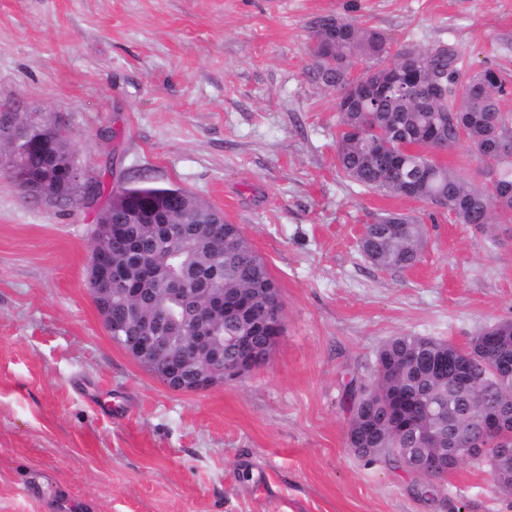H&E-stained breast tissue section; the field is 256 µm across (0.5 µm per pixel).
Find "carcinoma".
<instances>
[{
  "mask_svg": "<svg viewBox=\"0 0 512 512\" xmlns=\"http://www.w3.org/2000/svg\"><path fill=\"white\" fill-rule=\"evenodd\" d=\"M335 21V37L323 27ZM324 62L311 67L313 77L340 97L350 93L352 103L339 112L336 157L340 171L352 182L374 192L433 204L455 216L462 224H494L512 214V154L498 150V140L512 134V118L501 112L505 92L502 80L482 95H448L435 104L418 99L414 89H401L372 100L353 87L351 72L359 62L369 61L366 74L373 82L387 80L388 68L404 66L400 49H391L387 38L375 29L344 19L324 17L314 26ZM428 61L425 76H443L449 84L463 81L469 89L498 75L485 68L464 71L458 58L446 48L424 51ZM465 133L471 154L493 173L489 184L478 187L434 162L433 155L457 146V132ZM57 161L39 148L21 154V171L53 181ZM111 223L121 225L112 238V324L117 336H131L125 309L133 290L152 296L144 310L143 323L152 327L154 317L165 312L194 326L192 304L172 295L171 280L157 273L165 264L182 270L189 283L222 288L240 294L247 309L240 316L224 319L212 330L224 346V358L236 353L237 340L249 336L260 347L267 336L266 324L283 319L253 298L252 288H278L266 265L255 253L240 227L207 229L203 222L213 212L204 199L176 186L146 182L119 187L112 195ZM425 227L400 213H388L367 225L358 241L362 255L382 269L403 270L421 261ZM491 336H475L468 346L430 337L401 335L387 340L376 354L375 380L381 395L351 387L348 393V445L359 455H380V448H422L427 452L444 447L448 416L456 413L454 392L464 377L488 378L502 368L512 370V320L492 324ZM490 401L512 412V382L495 388Z\"/></svg>",
  "mask_w": 512,
  "mask_h": 512,
  "instance_id": "1",
  "label": "carcinoma"
}]
</instances>
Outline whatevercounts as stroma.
I'll return each instance as SVG.
<instances>
[{
    "instance_id": "obj_1",
    "label": "stroma",
    "mask_w": 512,
    "mask_h": 512,
    "mask_svg": "<svg viewBox=\"0 0 512 512\" xmlns=\"http://www.w3.org/2000/svg\"><path fill=\"white\" fill-rule=\"evenodd\" d=\"M326 16L512 83V0H0V111L62 129L105 192L141 179L223 209L284 316L243 378L166 387L86 288L94 209L29 199L0 167V512H512L485 463L429 497L347 444V387L387 339L464 347L512 319V222L341 174L336 95L306 54ZM385 212L424 224L414 267L361 256Z\"/></svg>"
}]
</instances>
